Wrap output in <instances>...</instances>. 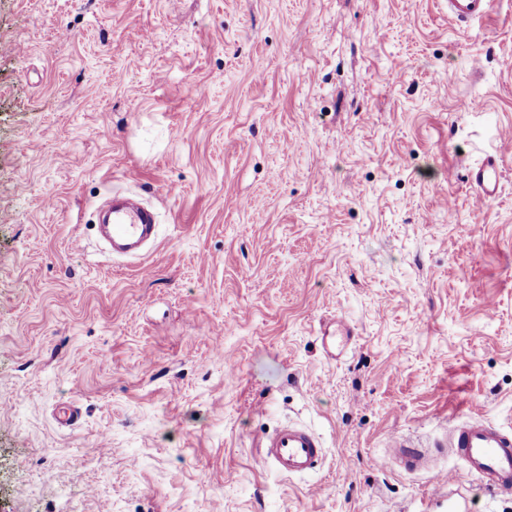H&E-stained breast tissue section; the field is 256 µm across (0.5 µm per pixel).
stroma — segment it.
<instances>
[{
	"mask_svg": "<svg viewBox=\"0 0 512 512\" xmlns=\"http://www.w3.org/2000/svg\"><path fill=\"white\" fill-rule=\"evenodd\" d=\"M509 132L512 0H0V512H448L380 459L512 426ZM287 421L321 471L262 462ZM488 7V0H448L449 12L460 21L486 15ZM468 180L476 189L478 200L496 198L501 190V172L496 158L488 156L480 165L470 169ZM109 235L114 252L137 257L141 247L157 235L156 215L151 209L130 199L112 201ZM354 336V331L349 323L338 321L334 329H321V341L326 356L336 359L342 356Z\"/></svg>",
	"mask_w": 512,
	"mask_h": 512,
	"instance_id": "35a3bbf8",
	"label": "stroma"
}]
</instances>
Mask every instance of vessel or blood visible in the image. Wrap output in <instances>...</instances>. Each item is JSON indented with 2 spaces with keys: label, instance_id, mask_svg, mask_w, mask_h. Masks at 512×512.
<instances>
[{
  "label": "vessel or blood",
  "instance_id": "obj_1",
  "mask_svg": "<svg viewBox=\"0 0 512 512\" xmlns=\"http://www.w3.org/2000/svg\"><path fill=\"white\" fill-rule=\"evenodd\" d=\"M488 0H448L449 12L461 21L486 15ZM468 180L479 200L496 198L501 190V172L496 158L489 157L470 169ZM109 235L114 252L136 257L141 247L157 235L156 215L151 209L129 199L112 204ZM349 323L337 322L334 329H322L321 341L328 358L342 356L352 340ZM449 448L464 462L453 472L437 473L439 482L448 486V512H470L465 490L472 478H479L495 493L512 492V430L496 423L472 420L458 424L449 437ZM326 450L322 439L308 428L281 424L261 442L265 463L283 475H304L320 468ZM384 463H399L409 471L424 470L428 459L424 452L410 449L400 437H392Z\"/></svg>",
  "mask_w": 512,
  "mask_h": 512
}]
</instances>
